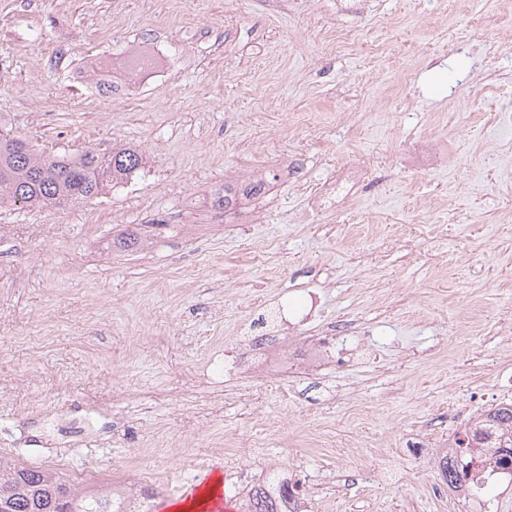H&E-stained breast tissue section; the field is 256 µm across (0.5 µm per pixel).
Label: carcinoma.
Instances as JSON below:
<instances>
[{
  "mask_svg": "<svg viewBox=\"0 0 512 512\" xmlns=\"http://www.w3.org/2000/svg\"><path fill=\"white\" fill-rule=\"evenodd\" d=\"M21 137L0 140V206L62 207L90 199L108 187L132 180L143 156L132 148L103 155L85 151L71 156H45L35 146L19 145ZM443 479L457 481V460L438 461ZM294 488L271 480L254 485L247 494L248 512H291ZM91 501L57 470L21 466L0 455V512H92Z\"/></svg>",
  "mask_w": 512,
  "mask_h": 512,
  "instance_id": "1",
  "label": "carcinoma"
}]
</instances>
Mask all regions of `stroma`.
I'll return each mask as SVG.
<instances>
[{
  "label": "stroma",
  "instance_id": "35a3bbf8",
  "mask_svg": "<svg viewBox=\"0 0 512 512\" xmlns=\"http://www.w3.org/2000/svg\"><path fill=\"white\" fill-rule=\"evenodd\" d=\"M0 0V117L50 155L133 147L131 182L0 209V453L154 479L166 512L207 472L237 498L270 466L317 480L310 512H459L431 444L512 395L507 0ZM340 28L349 38L337 37ZM156 46L160 67L124 60ZM490 73L489 86L477 75ZM314 127L294 137L293 117ZM300 180L283 178L289 158ZM363 182L329 192L343 162ZM275 181L262 218L224 182ZM326 187L319 222L308 194ZM135 250L112 242L126 231ZM272 243L257 265L255 241ZM295 334L360 333L309 378L224 371L257 298ZM371 349L361 362L356 346ZM389 472L393 482L365 479Z\"/></svg>",
  "mask_w": 512,
  "mask_h": 512
}]
</instances>
